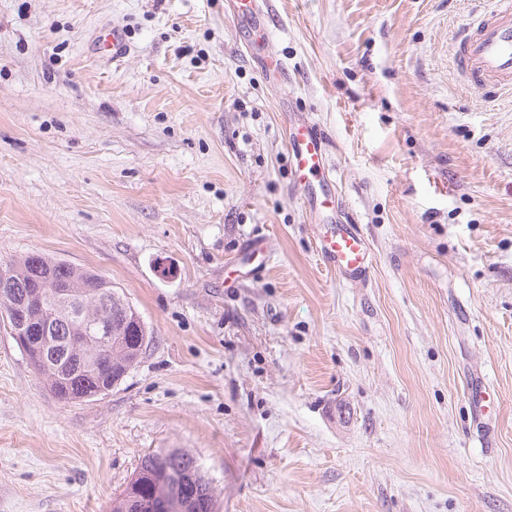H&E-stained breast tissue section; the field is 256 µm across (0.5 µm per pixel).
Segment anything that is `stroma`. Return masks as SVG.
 <instances>
[{
    "instance_id": "35a3bbf8",
    "label": "stroma",
    "mask_w": 512,
    "mask_h": 512,
    "mask_svg": "<svg viewBox=\"0 0 512 512\" xmlns=\"http://www.w3.org/2000/svg\"><path fill=\"white\" fill-rule=\"evenodd\" d=\"M231 4L0 0V266L93 269L154 333L64 405L0 317V512H111L168 449L217 512H512V92L452 63L477 0H274L267 36ZM116 22L117 69L88 51ZM295 122L363 277L320 261ZM260 257L259 260L257 258ZM268 239L265 235H256L241 246L233 260L238 264L242 277L255 279L264 275L268 261Z\"/></svg>"
}]
</instances>
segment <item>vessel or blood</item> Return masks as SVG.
<instances>
[{
	"mask_svg": "<svg viewBox=\"0 0 512 512\" xmlns=\"http://www.w3.org/2000/svg\"><path fill=\"white\" fill-rule=\"evenodd\" d=\"M273 16L270 0H239L235 7L236 27L266 29ZM99 46L113 65H121L130 53L123 27L105 29ZM454 63L471 84L495 91H512V0H490L475 29L462 31L454 42ZM294 183L316 221L323 226L319 256L330 271L348 278L365 274L369 249L362 233L352 224H334L330 215L336 209L334 194L316 189L312 179L321 173L326 157V139L315 125L298 123L287 130ZM268 239L257 235L241 246L234 262L243 277L264 275L268 264Z\"/></svg>",
	"mask_w": 512,
	"mask_h": 512,
	"instance_id": "1",
	"label": "vessel or blood"
}]
</instances>
